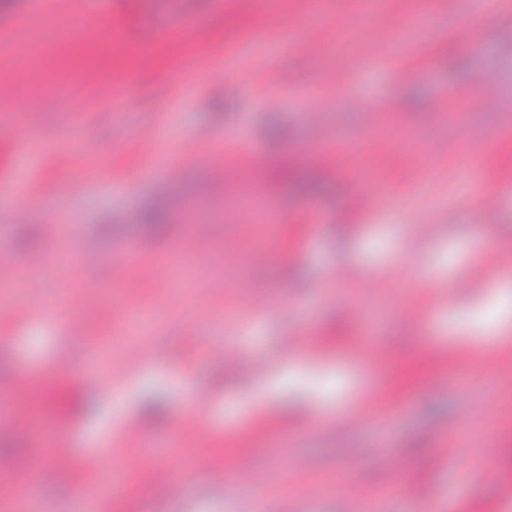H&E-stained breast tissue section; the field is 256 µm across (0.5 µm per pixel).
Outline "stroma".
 Wrapping results in <instances>:
<instances>
[{
	"label": "stroma",
	"mask_w": 512,
	"mask_h": 512,
	"mask_svg": "<svg viewBox=\"0 0 512 512\" xmlns=\"http://www.w3.org/2000/svg\"><path fill=\"white\" fill-rule=\"evenodd\" d=\"M154 2L158 18L183 24L176 39L151 44L137 0H88L44 74L8 38L30 0H0V88L11 94L0 104V256L10 262L0 287V410L12 418L0 448L20 450L18 477L38 487V512H75L85 501L91 512H239L248 494L254 512H350L372 504L392 473L412 492L379 512H512V420L498 418L512 406V362L438 377L423 354L428 336L476 354L512 320V298L499 292L512 265L466 280L486 259L480 240L512 250V0L480 19L469 0H388L365 37L343 4L311 48L279 42L306 0H281L267 15L220 0ZM422 16L431 27L414 30ZM474 19L472 44L462 30ZM119 23L130 49L153 57L128 86L126 59L107 40ZM74 52L104 82L78 80ZM186 54L199 65L172 82ZM229 56L241 69L228 79ZM485 77L496 107L457 98L479 92ZM65 80L71 96L29 126L34 148L17 149L13 125L26 104ZM242 141L253 149L247 165L235 161ZM339 142L354 151L350 166L334 161ZM376 182L387 199L362 212L357 196ZM493 187L487 223L476 202ZM153 209L164 211V229L147 234L141 269L124 282L113 261L127 227ZM419 222L433 234L411 233ZM33 257L39 266H29ZM216 259L235 273L223 288L205 279L173 293L180 271ZM339 268L347 275L338 287L329 275ZM253 283L265 312L233 320L229 310L245 307ZM437 286L449 306L408 321L405 310ZM130 302L151 306L152 319L128 326ZM83 325L89 333L74 335ZM300 336L309 346L295 347ZM375 343L390 356L380 376L392 406L384 434L361 426L329 436L306 425L307 415L369 398L358 366ZM214 345L240 348L244 364L266 361L258 403L244 398L241 373L211 355ZM140 355L149 364L140 375L84 381L89 365L106 373ZM196 397L207 403L186 417ZM121 420L135 424L136 439L113 435ZM266 423L283 426L281 447L264 440ZM62 429L77 444L60 460L52 442ZM458 441L470 469L436 460L438 445ZM295 459L307 462L305 477L294 476ZM476 469L500 479L473 477ZM112 474L122 495L106 484ZM188 475L192 485L172 496V482ZM254 475L268 483L253 495Z\"/></svg>",
	"instance_id": "stroma-1"
}]
</instances>
